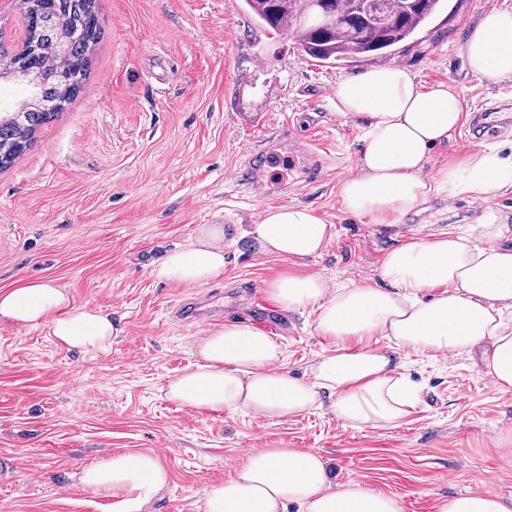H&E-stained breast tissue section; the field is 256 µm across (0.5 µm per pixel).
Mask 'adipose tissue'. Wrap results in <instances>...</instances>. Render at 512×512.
I'll list each match as a JSON object with an SVG mask.
<instances>
[{
    "label": "adipose tissue",
    "mask_w": 512,
    "mask_h": 512,
    "mask_svg": "<svg viewBox=\"0 0 512 512\" xmlns=\"http://www.w3.org/2000/svg\"><path fill=\"white\" fill-rule=\"evenodd\" d=\"M459 52L470 72L512 79V10H497L469 28ZM336 113L361 121L363 149L355 174L342 180L344 209L366 224L402 223L432 196L468 195L488 202L512 188V154L497 146L440 165L425 175L432 149L448 142L462 120L459 96L446 84L420 87L403 68H370L340 81ZM260 253L293 263L320 255L333 225L307 206L265 209L245 232ZM174 285H202L224 274V227L207 224L186 245L164 250L147 265ZM379 284L332 286L320 274L291 271L267 283L283 311L311 310L318 335L334 348L308 376L284 368L279 344L236 322L200 337V363L169 381L166 395L198 412H250L265 419L297 416L330 399L344 426L384 429L403 423L420 403V388L395 355L400 351L463 354L483 343L485 369L501 390L512 388V327L501 316L512 303V225L488 208L476 232L414 238L390 250ZM0 322L43 328L65 349H105L110 315L75 304L67 288L22 280L0 289ZM388 340L386 348L373 337ZM169 480L152 451L116 452L82 468L83 489L112 498L113 512H142ZM401 512L386 494L336 483L319 453L259 448L234 476L213 487L204 512Z\"/></svg>",
    "instance_id": "obj_1"
}]
</instances>
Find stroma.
Here are the masks:
<instances>
[{
	"mask_svg": "<svg viewBox=\"0 0 512 512\" xmlns=\"http://www.w3.org/2000/svg\"><path fill=\"white\" fill-rule=\"evenodd\" d=\"M96 5L103 37L80 92L0 170V289L52 280L76 304L110 314L117 333L109 349L67 350L44 329L0 323V456L15 465L0 512H113L78 475L133 450L156 452L170 472L145 512H203L207 492L256 448L316 451L338 483L393 496L402 512H437L441 499L466 492L512 499V390L494 386L482 349L404 356L423 403L395 428H346L327 406L275 420L198 413L167 398L168 381L198 363L205 330L250 324L254 297L293 264L228 237L224 275L210 283H160L146 268L201 225L243 229L290 204L334 225L333 240L302 265L332 285L376 283L386 253L406 239L477 226L483 211L465 195L431 199L395 225L346 213L337 187L357 170L361 131L337 115L333 93L345 78L396 65L420 86L448 84L464 118L512 105V81L472 74L457 52L485 17L483 0H446L414 39L332 64L261 25L244 0ZM308 132L331 149L318 179L286 152H267ZM263 159L269 193L259 199L250 175ZM186 303L203 326L175 321ZM281 322L284 366L306 375L331 344L311 311Z\"/></svg>",
	"mask_w": 512,
	"mask_h": 512,
	"instance_id": "35a3bbf8",
	"label": "stroma"
}]
</instances>
